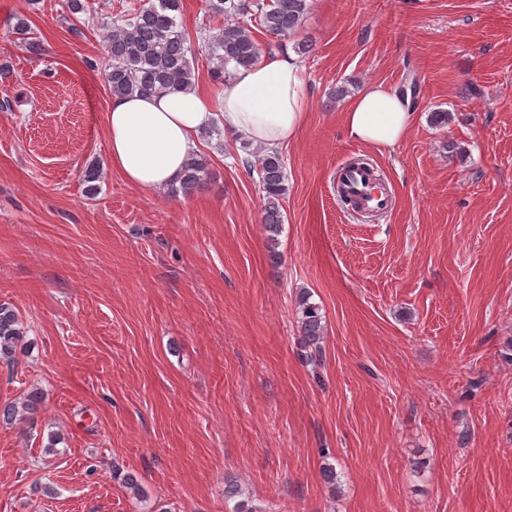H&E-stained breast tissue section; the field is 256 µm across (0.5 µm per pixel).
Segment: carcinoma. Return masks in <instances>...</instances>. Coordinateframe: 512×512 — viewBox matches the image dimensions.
<instances>
[{"label":"carcinoma","instance_id":"carcinoma-1","mask_svg":"<svg viewBox=\"0 0 512 512\" xmlns=\"http://www.w3.org/2000/svg\"><path fill=\"white\" fill-rule=\"evenodd\" d=\"M212 14L224 18V26L202 36L216 83H224L230 70L253 65L260 56L252 31L241 23L252 16L268 36L282 39L296 33L304 23L309 0H209ZM183 0H150L148 5L129 6L112 20L107 33L106 81L114 97L147 94L156 88L190 91L195 88V70L188 58V33L181 15ZM249 173L257 176L263 191L264 228L271 246L278 244L283 224L280 200L287 193L286 164L282 154L262 149L240 158ZM207 161L194 156L180 178L168 190L173 196L189 198L207 184ZM300 334L309 346L321 350L323 315L310 302V293L298 296ZM25 328L15 308L0 304V363L14 367ZM45 395L38 388L19 403L0 406V421H33L44 409Z\"/></svg>","mask_w":512,"mask_h":512}]
</instances>
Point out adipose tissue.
Listing matches in <instances>:
<instances>
[{
    "label": "adipose tissue",
    "instance_id": "ef3b65f1",
    "mask_svg": "<svg viewBox=\"0 0 512 512\" xmlns=\"http://www.w3.org/2000/svg\"><path fill=\"white\" fill-rule=\"evenodd\" d=\"M308 112L302 68L294 57H264L234 71L214 98L173 89L112 98L106 115L109 164L127 184L159 189L181 175L205 129L219 125L241 140L278 149L298 137ZM343 117L355 140L391 148L407 134L413 113L397 89L372 81Z\"/></svg>",
    "mask_w": 512,
    "mask_h": 512
}]
</instances>
